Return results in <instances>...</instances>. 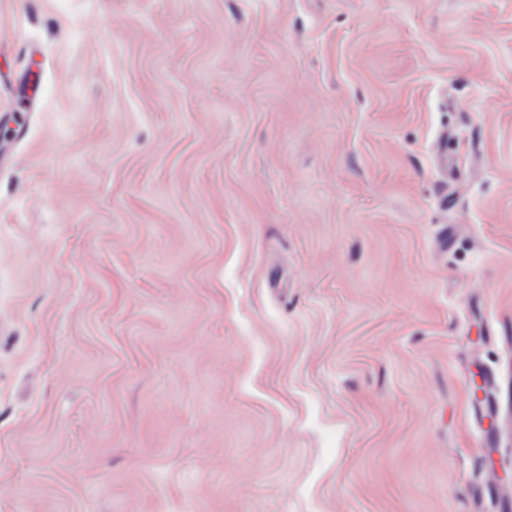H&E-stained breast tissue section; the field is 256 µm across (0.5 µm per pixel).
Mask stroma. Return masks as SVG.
Segmentation results:
<instances>
[{
    "mask_svg": "<svg viewBox=\"0 0 512 512\" xmlns=\"http://www.w3.org/2000/svg\"><path fill=\"white\" fill-rule=\"evenodd\" d=\"M1 129L0 512H512V0H0Z\"/></svg>",
    "mask_w": 512,
    "mask_h": 512,
    "instance_id": "stroma-1",
    "label": "stroma"
}]
</instances>
